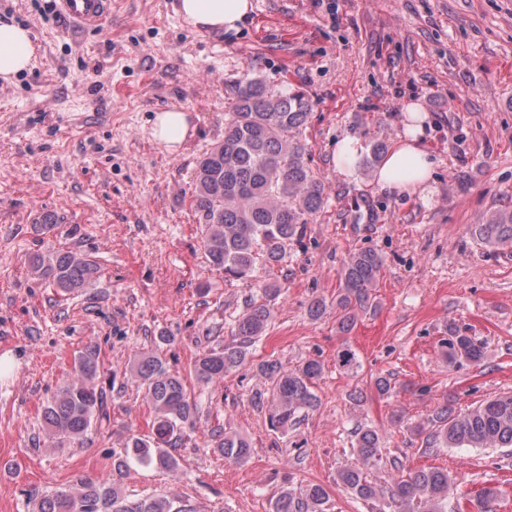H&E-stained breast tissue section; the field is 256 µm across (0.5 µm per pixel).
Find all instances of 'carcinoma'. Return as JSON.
Wrapping results in <instances>:
<instances>
[{"label":"carcinoma","mask_w":512,"mask_h":512,"mask_svg":"<svg viewBox=\"0 0 512 512\" xmlns=\"http://www.w3.org/2000/svg\"><path fill=\"white\" fill-rule=\"evenodd\" d=\"M309 109V101L296 90L273 88L259 78L241 80L224 113V140L197 161L192 194L203 251L209 266L229 280L252 281L258 266L268 271L281 266L288 248L303 243L307 224L324 208L325 184L311 168L309 149L299 137ZM470 233L484 245L512 249V212L494 210L484 223L470 225ZM383 267L384 258L375 249H361L345 259L336 295L339 330L353 326ZM30 271L66 292L88 287L98 274L93 261L60 250L35 253ZM260 292L259 298L245 297L231 341L198 351L190 367L197 384L209 386L250 363L249 348L266 331L282 288L267 282ZM448 333L441 342L445 361L481 365L484 353L470 337L452 328ZM174 340L160 332L155 348L140 353L131 366L132 382L153 413L152 435L132 433L121 451L112 452V480L78 476L63 489L35 497L33 512H191L175 496L130 500L120 489L134 464L177 470L179 461L168 448L177 445L184 429L195 427L198 401L159 354L161 346ZM99 354L97 345H87L71 378L43 410L44 427L61 446L82 442L101 411L103 391L95 386ZM253 369L271 385L272 430L288 431L302 412L317 405L314 385L323 373L319 360L288 368L269 357ZM412 432L426 434L424 454L437 448H512V393L458 414L444 404ZM209 437L229 462L243 463L251 455L249 440L230 427L214 428ZM352 451L353 460L338 470L336 481L370 512H447L448 469L407 468L406 454L384 453L380 434L370 427L356 432ZM328 499L318 483L299 490L284 486L273 497L272 512H326Z\"/></svg>","instance_id":"carcinoma-1"}]
</instances>
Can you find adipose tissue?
Instances as JSON below:
<instances>
[{"label": "adipose tissue", "mask_w": 512, "mask_h": 512, "mask_svg": "<svg viewBox=\"0 0 512 512\" xmlns=\"http://www.w3.org/2000/svg\"><path fill=\"white\" fill-rule=\"evenodd\" d=\"M251 0H179L178 12L198 30L232 31L238 29L252 11ZM33 56L28 29L8 20H0V79L6 80L26 70ZM413 120L405 138L398 141L375 171L374 183L383 191L396 194L429 195L434 162L422 146L418 110H411ZM193 128L190 112L167 109L157 112L153 136L168 150L183 145Z\"/></svg>", "instance_id": "adipose-tissue-1"}]
</instances>
